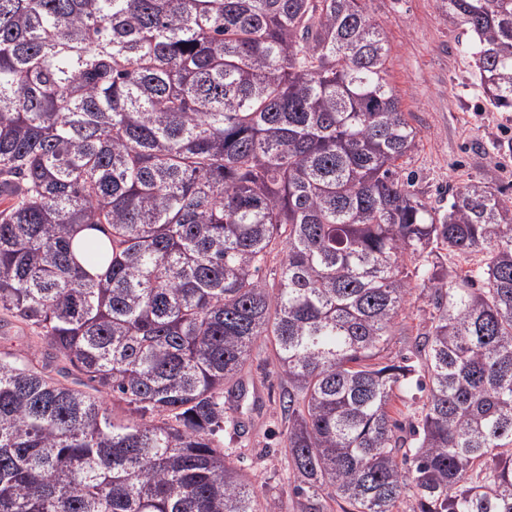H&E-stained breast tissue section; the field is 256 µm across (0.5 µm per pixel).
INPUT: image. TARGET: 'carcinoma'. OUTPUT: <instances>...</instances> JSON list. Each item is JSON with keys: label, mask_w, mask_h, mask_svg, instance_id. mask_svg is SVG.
<instances>
[{"label": "carcinoma", "mask_w": 512, "mask_h": 512, "mask_svg": "<svg viewBox=\"0 0 512 512\" xmlns=\"http://www.w3.org/2000/svg\"><path fill=\"white\" fill-rule=\"evenodd\" d=\"M369 3L0 0V324L47 360L0 356V512H281L224 444L260 341L296 512H512V205L401 178L418 134ZM438 5L512 111V0ZM417 288L436 314L388 360Z\"/></svg>", "instance_id": "1"}]
</instances>
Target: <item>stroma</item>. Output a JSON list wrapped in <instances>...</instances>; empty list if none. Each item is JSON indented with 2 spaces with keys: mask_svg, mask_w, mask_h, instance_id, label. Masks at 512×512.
Returning <instances> with one entry per match:
<instances>
[{
  "mask_svg": "<svg viewBox=\"0 0 512 512\" xmlns=\"http://www.w3.org/2000/svg\"><path fill=\"white\" fill-rule=\"evenodd\" d=\"M370 6L391 46L388 80L419 132L404 171L421 197L438 207L456 188L489 179L512 198V112L494 111L484 101L464 25L442 14L436 0H371ZM434 314L429 292H414L389 356L406 354ZM241 377L256 385L263 410L231 460L260 498L276 499L282 512H294L283 444L288 423L279 409L286 379L266 352L250 360Z\"/></svg>",
  "mask_w": 512,
  "mask_h": 512,
  "instance_id": "obj_1",
  "label": "stroma"
}]
</instances>
